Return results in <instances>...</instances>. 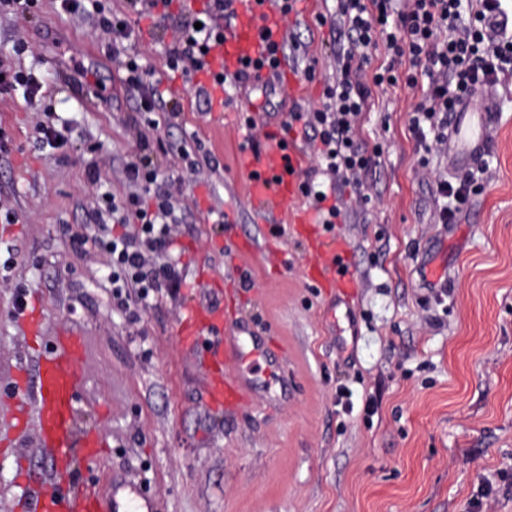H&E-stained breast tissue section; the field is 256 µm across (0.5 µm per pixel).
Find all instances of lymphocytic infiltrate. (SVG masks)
<instances>
[{
	"label": "lymphocytic infiltrate",
	"mask_w": 512,
	"mask_h": 512,
	"mask_svg": "<svg viewBox=\"0 0 512 512\" xmlns=\"http://www.w3.org/2000/svg\"><path fill=\"white\" fill-rule=\"evenodd\" d=\"M175 0H126L123 10L110 0H55L58 13L91 21L106 39L107 50L122 73L132 100L137 149L122 166L124 191H116L98 167H85L95 203L81 232L70 235L73 253L94 248L106 259L112 303L123 313L150 308L178 294L183 278L173 255L175 228L185 220V181L219 162L202 144L171 146L157 129V116L175 112L177 102L166 96L164 77L201 71L204 58L224 41L235 12L231 0H207L204 11L175 17ZM160 26L177 19L172 41L164 48L166 73L144 65L128 44L135 39L132 15ZM318 26L337 35L335 74L325 80L322 100L311 107L292 101L283 112L280 129L302 141L317 162L315 171L300 174L299 194L307 199L318 223L333 225L346 216L344 187L356 200L368 202L366 175L376 164V152L359 140L360 124L374 90L406 84L422 87L410 129L418 139L442 143L448 116L478 88L501 86L512 93V17L501 0H336V9L317 15ZM295 38L270 45L265 55L245 59L231 74L217 73L215 86L269 87L279 80L280 60L298 51ZM386 61L373 65V50ZM25 36L14 35L0 50V101L23 99L35 114L34 139L46 158L68 162L72 149L70 123L54 108V94L44 75L25 68L20 57L30 52ZM176 153L183 165L175 178L162 176L157 156Z\"/></svg>",
	"instance_id": "f902f5d3"
}]
</instances>
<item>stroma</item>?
Segmentation results:
<instances>
[{"mask_svg": "<svg viewBox=\"0 0 512 512\" xmlns=\"http://www.w3.org/2000/svg\"><path fill=\"white\" fill-rule=\"evenodd\" d=\"M292 32L318 61V80L289 71L282 87L253 90L215 112L194 79L163 84L180 104L161 115L172 142L196 137L220 161L187 185L178 227L187 286L138 319L116 311L100 281L105 258L70 251L71 230L94 202L84 168L96 162L118 181L135 151L129 96L90 22L53 9L25 23L27 39L53 60L54 86L77 77L86 96L62 91L55 109L72 121L68 164L35 149L33 112L0 102L12 151L0 157V199L22 217L0 223V243L18 249L0 287V512H28L27 483L52 469L36 430L15 429L18 382L34 384L35 360L58 330L80 336L87 355L74 416L78 432L106 444L69 477L153 502L156 512H512V97L494 94L480 153L453 161L447 146L425 152L410 131L419 90L401 84L376 96L361 129L379 146L371 200L323 231L342 239L356 281L352 317L335 314L336 292L307 275L310 225L294 223L300 195L282 203L281 236L257 223L239 167L245 133L235 107L303 105L322 96L334 44L304 0ZM98 144L88 153L87 144ZM468 181L456 223L436 221L437 178ZM223 211L225 225L211 211ZM44 307L43 335L30 340L12 310L14 287ZM224 293V328L250 325L260 355L237 371L250 400L217 410L205 398L200 349L179 332L207 289Z\"/></svg>", "mask_w": 512, "mask_h": 512, "instance_id": "obj_1", "label": "stroma"}]
</instances>
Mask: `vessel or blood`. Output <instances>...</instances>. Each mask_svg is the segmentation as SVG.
<instances>
[{"label": "vessel or blood", "instance_id": "vessel-or-blood-1", "mask_svg": "<svg viewBox=\"0 0 512 512\" xmlns=\"http://www.w3.org/2000/svg\"><path fill=\"white\" fill-rule=\"evenodd\" d=\"M236 16L232 28L224 34V43L207 57V72L232 70L238 59L258 58L270 43L281 42L285 30L270 0H235ZM463 116L454 132V145L475 154L483 147L488 132L491 100L482 107L464 103ZM299 156L282 149L278 140H270L259 152H245L240 166L250 177L249 194L257 218L272 223L280 209V197L297 188ZM315 281L324 288L335 289L344 305L354 298V278L343 247L312 248ZM224 322L221 307L196 305L182 319L185 335L197 339L208 364H243L256 355L242 333L221 336ZM84 358L80 338L68 331L58 332L49 348L36 360L37 383L31 400H19L14 419L19 428L35 427L39 451L53 464L48 484L30 488L35 512H112L107 498L84 488L64 486L61 474L69 469L73 450H80L86 460L98 457L104 445L98 434L74 435L72 418L80 390L77 368ZM252 382L238 376L225 378L214 374L206 386V397L217 407H237L249 398Z\"/></svg>", "mask_w": 512, "mask_h": 512}]
</instances>
